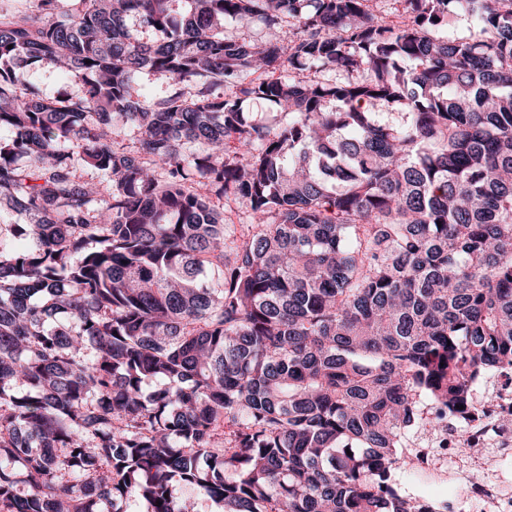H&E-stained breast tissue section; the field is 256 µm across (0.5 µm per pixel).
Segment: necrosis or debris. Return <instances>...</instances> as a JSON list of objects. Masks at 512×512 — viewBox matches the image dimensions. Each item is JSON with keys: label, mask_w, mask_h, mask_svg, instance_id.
Instances as JSON below:
<instances>
[{"label": "necrosis or debris", "mask_w": 512, "mask_h": 512, "mask_svg": "<svg viewBox=\"0 0 512 512\" xmlns=\"http://www.w3.org/2000/svg\"><path fill=\"white\" fill-rule=\"evenodd\" d=\"M477 400L469 416L437 419L430 404H422V421L405 440L406 462L427 473L447 468L457 483L449 502L452 512H512V373L484 377L475 386ZM476 448L495 455L500 466L485 482L474 485L469 473L481 464Z\"/></svg>", "instance_id": "1"}]
</instances>
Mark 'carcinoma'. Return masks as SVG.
<instances>
[{"mask_svg":"<svg viewBox=\"0 0 512 512\" xmlns=\"http://www.w3.org/2000/svg\"><path fill=\"white\" fill-rule=\"evenodd\" d=\"M368 2L0 0V512H448L395 474L512 370V0ZM43 93L52 98L65 97L75 94L79 85L72 80L59 76L57 71L41 67L34 76Z\"/></svg>","mask_w":512,"mask_h":512,"instance_id":"1","label":"carcinoma"}]
</instances>
